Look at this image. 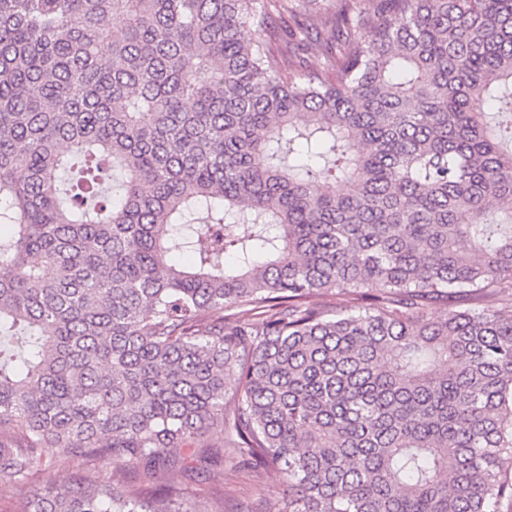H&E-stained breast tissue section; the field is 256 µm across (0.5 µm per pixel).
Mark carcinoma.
<instances>
[{
  "mask_svg": "<svg viewBox=\"0 0 512 512\" xmlns=\"http://www.w3.org/2000/svg\"><path fill=\"white\" fill-rule=\"evenodd\" d=\"M299 3L0 0V482L112 467L21 512H196L206 434L284 512L512 501V0ZM91 466L82 469L77 461L67 455H60L47 464L37 477V485L56 486L72 482L79 475L91 470Z\"/></svg>",
  "mask_w": 512,
  "mask_h": 512,
  "instance_id": "cac0c4a2",
  "label": "carcinoma"
}]
</instances>
